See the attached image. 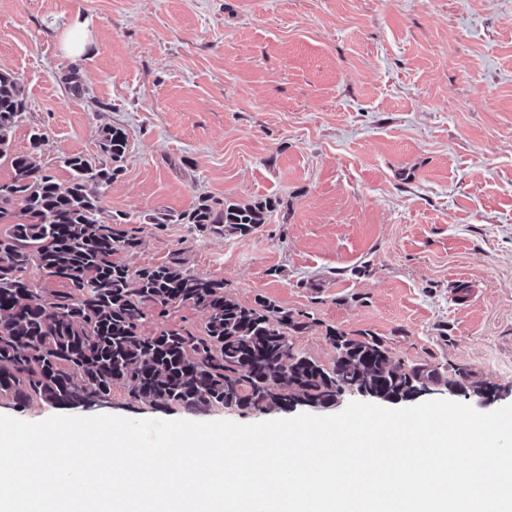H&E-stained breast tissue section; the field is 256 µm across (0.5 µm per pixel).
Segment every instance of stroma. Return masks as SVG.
Segmentation results:
<instances>
[{"instance_id": "1", "label": "stroma", "mask_w": 512, "mask_h": 512, "mask_svg": "<svg viewBox=\"0 0 512 512\" xmlns=\"http://www.w3.org/2000/svg\"><path fill=\"white\" fill-rule=\"evenodd\" d=\"M85 28L78 56L65 35ZM0 70L28 101L14 151L106 162L128 135L105 216L140 228L139 268L178 259L241 303L302 314L322 364L327 328L369 331L411 367L458 371L512 404V0H0ZM78 79L81 94L70 88ZM201 197L275 205L253 234L155 228ZM254 423L282 410L188 412L131 400L0 415Z\"/></svg>"}]
</instances>
